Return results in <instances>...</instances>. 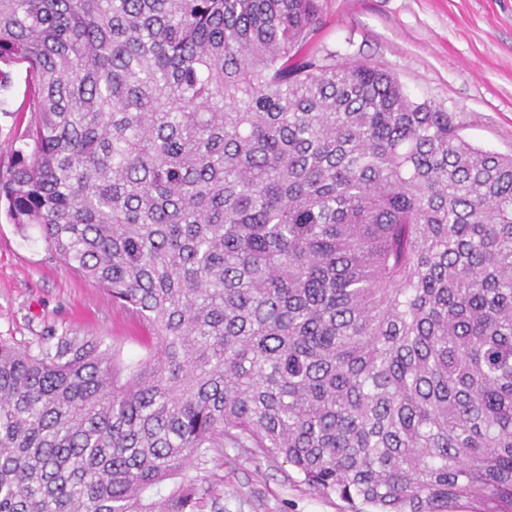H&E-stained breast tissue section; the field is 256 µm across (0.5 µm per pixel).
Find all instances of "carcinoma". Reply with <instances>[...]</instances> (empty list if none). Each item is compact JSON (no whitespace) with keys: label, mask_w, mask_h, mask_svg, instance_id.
<instances>
[{"label":"carcinoma","mask_w":512,"mask_h":512,"mask_svg":"<svg viewBox=\"0 0 512 512\" xmlns=\"http://www.w3.org/2000/svg\"><path fill=\"white\" fill-rule=\"evenodd\" d=\"M324 0H0V200L153 336L0 343V512H224L226 448L512 512V154L317 48ZM0 71L8 77L5 87H0V177L8 176L13 157L10 144L22 131L29 113L18 112L26 98V64L0 63Z\"/></svg>","instance_id":"carcinoma-1"}]
</instances>
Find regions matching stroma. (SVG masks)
<instances>
[{
    "mask_svg": "<svg viewBox=\"0 0 512 512\" xmlns=\"http://www.w3.org/2000/svg\"><path fill=\"white\" fill-rule=\"evenodd\" d=\"M321 45L337 60L393 73L415 99L456 113L474 145L512 154V0H326ZM0 177L10 144L28 121L26 67L0 63ZM93 334L140 358L146 329L108 291L64 272L37 225L12 224L0 210V340L29 346L46 332ZM224 487V512H348L314 492L284 460L228 448L205 471Z\"/></svg>",
    "mask_w": 512,
    "mask_h": 512,
    "instance_id": "1",
    "label": "stroma"
}]
</instances>
